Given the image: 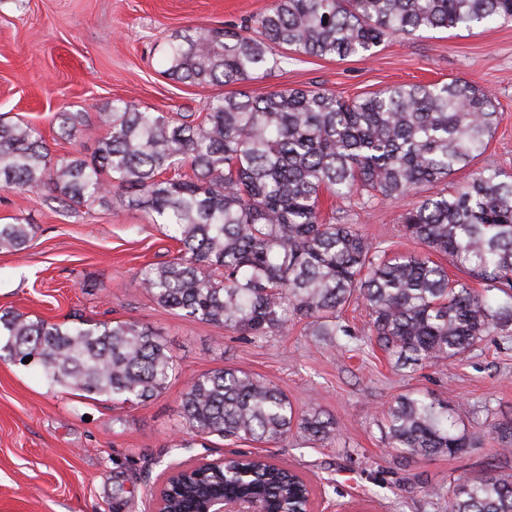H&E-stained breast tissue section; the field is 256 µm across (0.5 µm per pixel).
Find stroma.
Instances as JSON below:
<instances>
[{
	"label": "stroma",
	"instance_id": "35a3bbf8",
	"mask_svg": "<svg viewBox=\"0 0 512 512\" xmlns=\"http://www.w3.org/2000/svg\"><path fill=\"white\" fill-rule=\"evenodd\" d=\"M271 0H0V114L44 137L54 157L91 155L98 132L71 141L57 135V113L96 118L113 100L160 112H198L216 86L184 85L165 74L170 37L188 27L249 25ZM280 67L261 73L249 91L261 95L300 87L352 99L393 84L472 81L487 90L500 114L488 150L449 182L472 171L512 173V22L432 30L396 37L372 56L318 58L275 47ZM402 203L353 207L345 221L394 251L415 252L401 233ZM32 225L25 250H0V313L14 311L55 323L138 320L158 329L179 373L144 404H117L50 385L39 367L0 360V512H147L150 488L164 470L219 459L229 442L196 437L181 413L187 383L229 366L282 388L304 410L316 406L336 423V440L321 447L291 433L278 444L239 442V449L272 457L309 479L319 512H448L453 482L493 469L512 476V452L502 451L491 422L512 418V326L484 337L459 360L398 370L380 351L362 347L369 316L354 303L343 315L349 335L329 344L306 321L286 335L250 342L220 325L168 311L139 285L140 270L177 252L165 225L121 204L65 208L49 191L0 190V224ZM421 391L459 403L473 444L458 456L410 463L397 459L382 413L397 395ZM125 491L114 495L116 478Z\"/></svg>",
	"mask_w": 512,
	"mask_h": 512
}]
</instances>
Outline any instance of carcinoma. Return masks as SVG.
I'll list each match as a JSON object with an SVG mask.
<instances>
[{"instance_id": "cac0c4a2", "label": "carcinoma", "mask_w": 512, "mask_h": 512, "mask_svg": "<svg viewBox=\"0 0 512 512\" xmlns=\"http://www.w3.org/2000/svg\"><path fill=\"white\" fill-rule=\"evenodd\" d=\"M497 20L512 22V0H272L251 32L176 34L165 73L188 85L240 86L278 66L275 45L346 59L395 37ZM56 120L66 140L88 125L82 112ZM97 121L105 133L93 157L55 158L33 127L0 117V190L49 189L68 207L119 203L172 225L179 254L140 273L143 290L166 310L253 341L306 319L312 335L333 341L351 335L340 313L360 300L370 315L364 343L399 367L460 358L512 323V174L482 168L449 193L423 194L485 153L495 134L492 97L470 81L399 84L350 101L326 90L241 88L210 98L199 114L116 99ZM325 193L363 208L416 198L398 223L424 253L391 252L336 212L323 216ZM32 231L0 224V250L24 249ZM434 255L465 278H449ZM491 290L504 299L490 301ZM0 351L29 358L51 385L122 403L157 397L177 371L162 334L138 320L57 324L5 312ZM181 409L201 438L270 444L295 428L326 447L336 435L318 408L300 412L278 386L237 368L192 379ZM384 428L407 460L471 447L461 408L420 391L389 403ZM490 433L512 448L511 418L491 423ZM312 492L298 473L239 452L173 487L170 508L197 512L204 497H235L285 512ZM448 508L512 512V480L488 470L459 479Z\"/></svg>"}]
</instances>
